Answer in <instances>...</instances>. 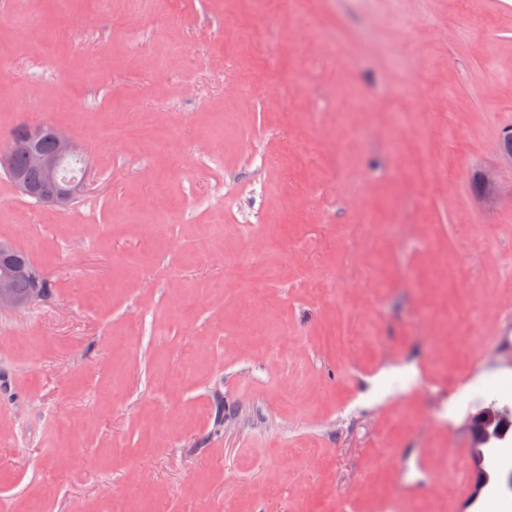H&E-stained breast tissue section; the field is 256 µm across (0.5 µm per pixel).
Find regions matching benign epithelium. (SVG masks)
Instances as JSON below:
<instances>
[{
	"instance_id": "7a95c632",
	"label": "benign epithelium",
	"mask_w": 512,
	"mask_h": 512,
	"mask_svg": "<svg viewBox=\"0 0 512 512\" xmlns=\"http://www.w3.org/2000/svg\"><path fill=\"white\" fill-rule=\"evenodd\" d=\"M50 135L56 144L53 154H44L38 149V143L44 135ZM22 149L32 165L40 168L44 176V186L34 187L16 170L12 163L14 153ZM91 156L89 147L73 139L65 130L50 122H27L20 134L10 136L6 144L0 147V170L12 182L15 191L39 205L66 208L78 201L87 190L86 177L79 180H66L61 177L65 163L78 158L88 163ZM17 247L11 242H0V310L20 311L28 307L39 296L34 292L27 296H18L12 289L15 278L32 273L22 266H13L5 262V257L15 252Z\"/></svg>"
}]
</instances>
